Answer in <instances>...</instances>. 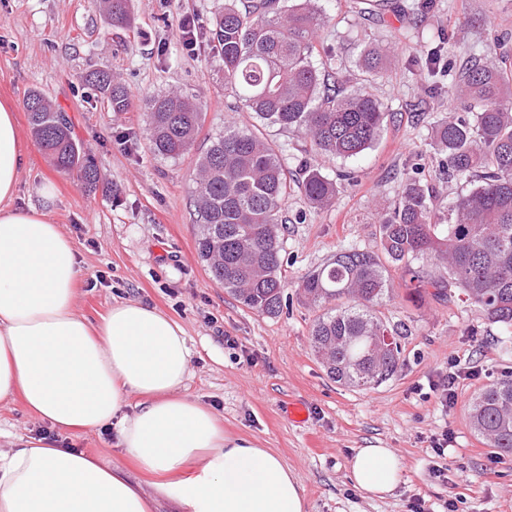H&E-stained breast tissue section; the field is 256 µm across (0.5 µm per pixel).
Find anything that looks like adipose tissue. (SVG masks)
<instances>
[{"mask_svg":"<svg viewBox=\"0 0 512 512\" xmlns=\"http://www.w3.org/2000/svg\"><path fill=\"white\" fill-rule=\"evenodd\" d=\"M16 104L0 102V403L61 431L115 429L128 466L43 438L0 448V512H151L156 495L178 512H307L300 477L270 449L225 434L219 414L184 394L191 349L183 326L138 301L115 302L98 322L76 310V248L42 206L13 204L27 161ZM140 481H131L128 468ZM353 488L391 493L389 448H360Z\"/></svg>","mask_w":512,"mask_h":512,"instance_id":"adipose-tissue-1","label":"adipose tissue"}]
</instances>
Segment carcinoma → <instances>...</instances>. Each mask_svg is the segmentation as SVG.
<instances>
[{
  "mask_svg": "<svg viewBox=\"0 0 512 512\" xmlns=\"http://www.w3.org/2000/svg\"><path fill=\"white\" fill-rule=\"evenodd\" d=\"M319 0H223L206 31L214 58L224 72V92L254 112L260 125L224 124L196 161L194 203L196 250L213 280L237 301L260 314L283 309L286 282L281 273L279 225L291 191L281 149L261 128L296 133L313 151L353 158L380 139L388 113L369 92L350 89L352 75L326 78L313 62L319 31L329 23ZM112 27L131 24V0H95ZM444 43L426 46L429 93H452L462 111L434 122L435 162L448 179L476 178V185L450 206L454 221L437 212L432 189L421 184L426 163L402 182L398 202L378 219V254L347 250L309 272L299 284L302 298L326 308L311 331L312 348L328 376L354 388L381 384L397 372L401 349L396 332L378 315L389 294L388 269L423 283L410 265L426 259L446 276L428 282L458 291L494 323L512 325V72L486 55L465 64L457 75L440 62ZM390 51L364 49L359 68L374 78L387 71ZM87 81L112 111L132 107L131 91L112 75L96 71ZM150 149L176 159L195 144L203 108L197 99L170 91L143 99ZM37 143L61 171L97 189L101 174L89 151L76 140L65 116L37 90L25 99ZM308 203L325 207L337 184L312 166L302 170ZM469 425L493 453L512 456V371L485 386L469 408Z\"/></svg>",
  "mask_w": 512,
  "mask_h": 512,
  "instance_id": "obj_1",
  "label": "carcinoma"
}]
</instances>
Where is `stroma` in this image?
<instances>
[{"label":"stroma","mask_w":512,"mask_h":512,"mask_svg":"<svg viewBox=\"0 0 512 512\" xmlns=\"http://www.w3.org/2000/svg\"><path fill=\"white\" fill-rule=\"evenodd\" d=\"M413 2L321 0L331 22L314 63L338 60L351 70L369 43L392 44L391 69L370 86L392 120L373 149L347 160L314 154L300 136L268 128L293 179L311 163L339 186L334 203L323 208L292 188L283 206L284 307L268 317L213 281L195 247L196 159L225 123L254 122L245 108L229 110L207 44L185 49L175 29L183 15L208 28L217 0H132L128 29L105 24L93 0H0V101L18 103L28 153L14 204H38L39 187L53 181L48 217L72 240L85 270L78 312L96 322L112 303L135 300L182 324L192 350L186 394L221 413L225 433L255 440L297 472L308 512H512V458L495 457L468 421L473 398L512 369V327L488 321L476 306L416 290L390 270L391 295L380 310L401 332L400 367L373 388H348L317 360L310 332L320 311L298 291L302 277L337 253L379 252L376 219L395 205L416 156L431 154L432 122L459 108L451 96H429L412 57L441 38L452 64L494 52L512 67V0H434L422 15ZM97 70L119 75L139 98L169 90L199 96L205 115L193 149L177 159L154 156L146 110L111 111L85 81ZM34 89L59 107L89 149L102 176L96 191L57 170L41 151L21 107ZM454 361L476 374L461 381L454 405L446 407L434 384ZM294 400L306 408L303 422L289 416ZM0 430L42 434L122 461L114 432L61 433L18 401L0 404ZM441 441L448 447L440 455ZM360 448H389L399 458L400 482L384 498H363L350 485L347 463Z\"/></svg>","instance_id":"1"}]
</instances>
